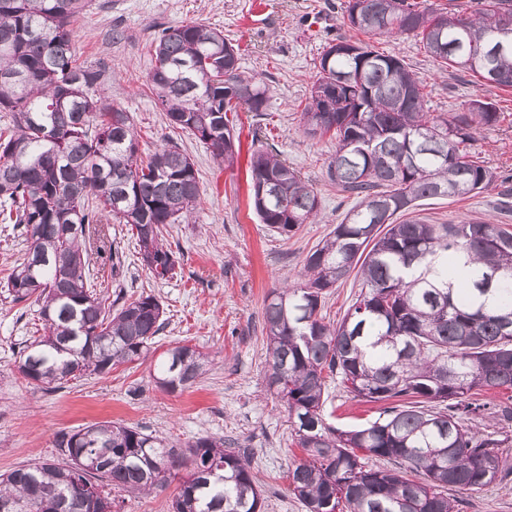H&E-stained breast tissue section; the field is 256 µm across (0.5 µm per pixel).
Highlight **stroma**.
Masks as SVG:
<instances>
[{
  "mask_svg": "<svg viewBox=\"0 0 512 512\" xmlns=\"http://www.w3.org/2000/svg\"><path fill=\"white\" fill-rule=\"evenodd\" d=\"M92 0L72 22L79 61L106 71L101 96L129 112L141 155L176 142L198 172L200 198L188 224H170L163 242L182 253L172 278H154L142 261L129 226L109 224L112 264L90 254L88 275L96 290L120 302L153 295L165 319L145 359L64 382L52 392L35 388L17 369L19 353L43 322L34 301L12 302L3 287L25 249L23 225L0 218V474L56 459L58 433L101 421L120 422L164 436L179 448L197 438L235 440L263 490V512H305L288 489L286 473L303 453L293 440L287 410L268 391L264 299L276 286L296 285L307 253L341 223L355 196L331 184L327 168L336 151L332 135L310 136L300 121L317 79L323 47L355 38L343 11L346 0ZM198 22L219 29L239 47L245 74L261 75L268 109L239 113L240 153L233 167L219 165L189 132L168 127L148 84L151 40L158 29ZM376 50L404 59L424 84L425 109L452 117L471 101L494 102L498 124L478 127L471 150L498 175L497 183L466 198L421 201L411 218L426 224L491 221L512 227V88L480 85L448 71L414 36L370 39ZM278 153L316 190L320 216L284 237L249 206L250 158L255 150ZM208 352L211 364L182 392L156 388L153 375L176 342ZM384 406L353 398L329 383L323 406L327 425L348 430L378 418Z\"/></svg>",
  "mask_w": 512,
  "mask_h": 512,
  "instance_id": "obj_1",
  "label": "stroma"
}]
</instances>
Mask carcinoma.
Returning <instances> with one entry per match:
<instances>
[{
    "label": "carcinoma",
    "mask_w": 512,
    "mask_h": 512,
    "mask_svg": "<svg viewBox=\"0 0 512 512\" xmlns=\"http://www.w3.org/2000/svg\"><path fill=\"white\" fill-rule=\"evenodd\" d=\"M90 0H0V211L26 230L22 262L10 274L15 302L40 306L44 334L20 352L19 372L51 391L84 374L145 356L164 326L163 309L141 295L111 312L87 283L92 225L131 226L154 277L171 278L180 256L163 229L182 224L199 196L197 170L175 145L143 161L129 113L93 94L103 70L72 54L71 19ZM349 27L370 36L413 35L426 53L488 85L512 87V0H483L471 15L428 13L409 0H347ZM149 85L168 126L192 133L214 158L233 163L228 113L265 112V83L227 57L231 42L203 24L155 33ZM232 63L237 73L224 79ZM307 133L334 132L331 183L358 198L309 253L305 283L274 288L264 301L268 389L288 409L305 456L288 468L306 512H459L448 488L479 492L512 475L496 451L502 440L465 425L485 404L468 396L512 391V232L500 224L395 223L436 197L461 198L496 175L470 150L473 129L500 121L495 104L476 100L448 120L425 111L423 85L396 55L338 38L320 55L318 78L300 117ZM252 203L261 222L289 236L319 214L318 194L278 155L250 161ZM268 188L258 197L257 182ZM463 253L470 287L448 283V254ZM356 273L365 291L337 324L320 315L326 289ZM207 355L176 344L155 375L160 389L184 391ZM367 402L398 401L351 430L323 417L326 376ZM67 462L42 461L0 475V504L25 512H116L104 491L147 494L171 472L190 469L170 512H262L249 462L224 440L200 437L187 448L114 422L56 439ZM374 458L394 460L379 468Z\"/></svg>",
    "instance_id": "obj_1"
}]
</instances>
